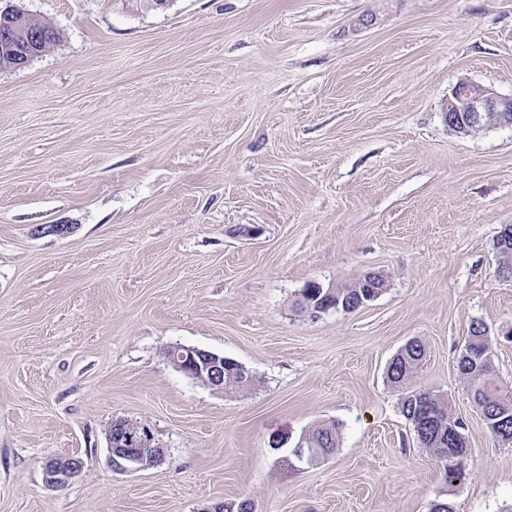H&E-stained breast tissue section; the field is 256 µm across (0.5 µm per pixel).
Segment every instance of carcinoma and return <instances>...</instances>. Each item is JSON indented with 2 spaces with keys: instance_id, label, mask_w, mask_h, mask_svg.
Segmentation results:
<instances>
[{
  "instance_id": "cac0c4a2",
  "label": "carcinoma",
  "mask_w": 512,
  "mask_h": 512,
  "mask_svg": "<svg viewBox=\"0 0 512 512\" xmlns=\"http://www.w3.org/2000/svg\"><path fill=\"white\" fill-rule=\"evenodd\" d=\"M339 297L319 295V301L333 305L337 310H347L359 305L366 297L357 289L347 285L336 289ZM424 346L417 340L408 342L393 358L387 378L394 385L404 383L422 362ZM459 372L474 379L473 397L483 414L488 430L500 441H512V391L499 386L490 358L489 343L483 325L474 324L465 347L457 358ZM245 384V376L233 363L224 366V387H236ZM401 412L414 428L417 440L429 448L443 464L448 482L462 479L465 461L470 451L465 439L452 443L448 438V426L464 430V423L448 414L444 405L428 391H416L406 395L401 403ZM306 447L312 458H320L334 452L336 432L332 426H321L309 434Z\"/></svg>"
}]
</instances>
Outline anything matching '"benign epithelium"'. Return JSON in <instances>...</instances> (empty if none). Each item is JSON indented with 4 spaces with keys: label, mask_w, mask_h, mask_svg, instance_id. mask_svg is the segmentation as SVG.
Wrapping results in <instances>:
<instances>
[{
    "label": "benign epithelium",
    "mask_w": 512,
    "mask_h": 512,
    "mask_svg": "<svg viewBox=\"0 0 512 512\" xmlns=\"http://www.w3.org/2000/svg\"><path fill=\"white\" fill-rule=\"evenodd\" d=\"M27 13L15 10L9 26L0 30L3 49L8 51L0 71L23 68L45 51L53 40L51 28H43L30 35ZM448 127L461 135H470L489 123L512 125V97H503L493 89L460 80L448 96L445 107ZM170 361L208 388L224 391V359L198 348L171 347L167 350ZM112 470L128 473L146 469L164 454V449L151 435L136 432L123 421L112 422L107 435ZM84 462L75 456L50 455L43 463L46 485L62 489L68 487L82 472Z\"/></svg>",
    "instance_id": "benign-epithelium-1"
}]
</instances>
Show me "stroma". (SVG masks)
I'll return each mask as SVG.
<instances>
[{"label":"stroma","instance_id":"35a3bbf8","mask_svg":"<svg viewBox=\"0 0 512 512\" xmlns=\"http://www.w3.org/2000/svg\"><path fill=\"white\" fill-rule=\"evenodd\" d=\"M9 5L59 39L0 72V512H512V444L456 368L483 324L512 387L494 246L512 127L444 120L461 79L512 95V0ZM369 272L387 286L365 307L297 304ZM412 339L424 359L392 385ZM175 345L234 359L247 384L212 391L167 360ZM418 390L466 424L458 482L401 412ZM115 419L163 460L113 472ZM322 424L324 458L272 446ZM50 455L84 469L50 488Z\"/></svg>","mask_w":512,"mask_h":512}]
</instances>
